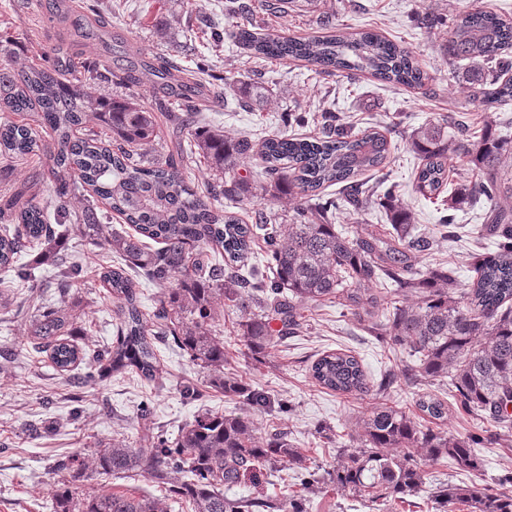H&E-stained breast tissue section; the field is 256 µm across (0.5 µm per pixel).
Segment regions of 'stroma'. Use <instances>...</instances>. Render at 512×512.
<instances>
[{"label":"stroma","mask_w":512,"mask_h":512,"mask_svg":"<svg viewBox=\"0 0 512 512\" xmlns=\"http://www.w3.org/2000/svg\"><path fill=\"white\" fill-rule=\"evenodd\" d=\"M337 3L342 6L337 22L345 31L372 29L402 43L426 73L424 83L414 88L393 87L364 70L326 76L298 60L250 59L236 47L224 21V0H0V32L17 37L15 61L37 65L44 54H52L68 79L83 76L86 65L94 62L120 73L155 56L190 74L198 58L207 57L212 72L200 75L201 83L232 71L243 85L263 87L266 94L263 102L248 107L237 92L229 91L219 96L222 110L205 108L207 124L234 137L246 134L258 140L284 130L301 138L315 137L321 131L316 116L324 110L349 116L357 129L378 130L391 143V155L379 178L397 185L416 233L435 239L433 249L421 258L422 266L441 264L459 282L471 281V253L496 248L495 238L480 232L489 206L480 199L451 211L441 200L414 193L412 182L421 161L409 148L408 137L422 124L446 116L464 117L470 131H478L484 108L463 92L465 64L450 63L442 50L446 28H424L417 18L428 12L452 17L475 5L512 15V0H309L294 12L266 17L265 23L273 34L317 35L321 32L319 16ZM215 29L223 34L217 42L211 38ZM92 90L108 97L133 96L155 107L157 123L164 130L170 127V113L180 109L179 99L149 81L119 85L99 79ZM286 112L296 114V122L283 123ZM23 188L36 194L47 209H54L45 154L21 160L0 156V205ZM447 218L455 224L457 237L452 241L442 236V222ZM65 251L83 266L66 300H59L51 286L55 266H37L36 278L45 286L48 304L64 305L80 328V346L88 350L108 347L115 307L98 278V269L108 257L73 229L67 233ZM33 316L30 309H0V512H51V491L65 478L56 468L57 459L96 441L117 440L132 448H149L155 435L177 436L201 411L228 415L241 410L237 400L210 386L207 374L167 338L157 342L158 355L168 371L163 388H152L131 372L99 376L75 386V379L84 377L85 367L65 376L53 368L48 353L32 351L28 331ZM240 317L236 308L223 303L215 307L214 325L224 338L228 371L287 406L280 414L253 411L257 431L287 429L292 440L307 449L312 468L323 472L333 465L336 451L322 444L320 427H333L342 436L357 433L358 420L370 415L374 401L322 389L310 379L308 365L323 352L349 350L361 359L370 382L375 383L404 364L407 352L381 346L352 314L326 301L312 310L296 334L279 343L271 363L257 366L248 360L247 347L233 330ZM188 384L203 389V397L185 399L182 389ZM31 422L41 428L38 437H27L24 431ZM478 454L484 461L482 471L459 473L442 462L430 467L429 484L448 480L481 483L512 472V443L482 448Z\"/></svg>","instance_id":"1"}]
</instances>
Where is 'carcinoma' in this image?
<instances>
[{
	"label": "carcinoma",
	"mask_w": 512,
	"mask_h": 512,
	"mask_svg": "<svg viewBox=\"0 0 512 512\" xmlns=\"http://www.w3.org/2000/svg\"><path fill=\"white\" fill-rule=\"evenodd\" d=\"M224 19L230 24L242 20L237 42L257 60L298 59L319 74L369 70L395 85L423 83L411 52L373 31L301 38L270 34L248 0H224ZM421 24L448 26L443 50L471 64L463 77L465 90L488 111L478 135L454 138L441 123L428 122L408 140L424 160L413 180L415 192L424 197L440 194L448 184V160L455 156L481 172L480 180L448 192L453 210L477 197L492 204L482 231L497 238V251L472 255L476 277L467 284L457 283L443 267H419L431 239L414 233L410 212L395 192L387 189L380 196L362 178L390 156V142L378 131L355 133L336 113L324 111L317 138L278 133L255 144L246 136L228 137L218 128L198 126L201 112L189 93L190 80L158 59L144 65V71L183 99V113L171 117L173 147L148 161L140 149L160 138L154 113L133 97L89 92L97 66L86 78L70 81L49 61L27 68L1 62L0 112L6 116L0 117V152L17 159L39 152L35 128H40L50 137L46 156L57 214H70L68 201L84 184L131 226L129 232L118 231L103 223L93 203L77 216L85 237L125 262L99 271L118 319L112 345L90 357L71 339L75 327L64 310L44 307L32 320L33 348L50 352L59 372L88 360L94 370L133 371L160 387L167 371L154 349L159 332L172 336L193 363L212 372L225 394L265 411L274 405L268 393L224 372L228 353L213 330L215 304L224 300L239 309L237 332L261 364L300 327L301 308L334 299L367 333L406 348L414 362L374 385L356 355L328 352L309 367L316 385L339 395L377 396L395 385L412 388L448 379L457 408L488 426L460 435L445 432L438 421L448 405L430 392L416 400L429 417L425 424L410 411L378 402L361 432L351 437L352 445L340 441L333 428L322 429L323 439L336 449V465L302 486L321 481L382 512L421 495L429 465L449 459L459 471L480 470L477 449L512 437V207L498 202L512 198V173L503 166V159L512 156V143L496 136L495 118L489 114L512 100V78L500 79L512 71V56L506 53L512 48V17L475 7L449 22L426 13ZM97 127L109 138L101 137ZM82 128L87 133L76 135ZM193 156L209 170L205 198L183 176V163ZM255 156L261 179L246 166ZM336 184L342 185L338 195L325 193ZM222 198L295 205L287 224L272 223L264 210L255 223L245 224L236 212L216 205ZM375 205L387 212L389 223L365 237L348 238L333 224L343 207L358 213ZM2 218L15 229L0 234V269H13L19 281L32 280L31 269L13 264L33 244L39 247L38 263L58 268L55 288L65 298L81 269L64 255L63 225L49 224L36 196L22 191L0 207ZM257 238L266 244L269 277L256 270L241 274ZM140 277L167 286L151 323L141 310ZM285 466L308 470L307 456L288 433L258 436L248 414L208 410L185 423L175 438H157L153 448L99 441L61 458L56 468L69 480L54 490L53 512H164L156 499L116 492L105 484L88 493L77 487L89 476L110 479L130 473L171 485L192 512H308L304 496L294 490L259 497L224 493L261 469L275 473ZM508 483L507 476L494 487L446 482L429 493L427 503L431 512H512Z\"/></svg>",
	"instance_id": "cac0c4a2"
}]
</instances>
